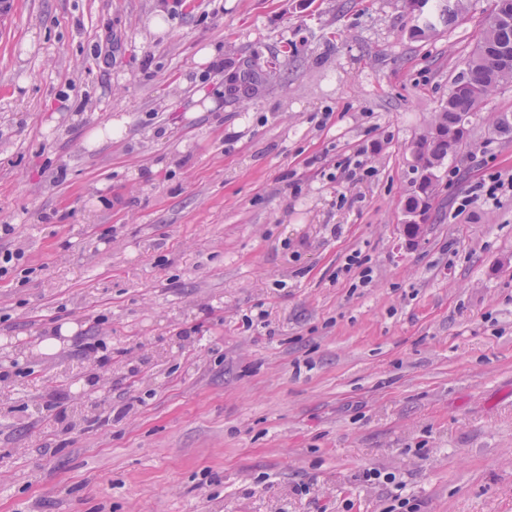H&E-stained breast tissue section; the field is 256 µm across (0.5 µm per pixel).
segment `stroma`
Segmentation results:
<instances>
[{"instance_id":"1","label":"stroma","mask_w":512,"mask_h":512,"mask_svg":"<svg viewBox=\"0 0 512 512\" xmlns=\"http://www.w3.org/2000/svg\"><path fill=\"white\" fill-rule=\"evenodd\" d=\"M489 10L418 39L404 0H0V512H512V199L456 200L512 171V84L403 230ZM484 172L472 184L466 193L458 198V211H464L471 205L481 202L483 204L497 205L506 197L512 196V176H505L494 167L482 162Z\"/></svg>"}]
</instances>
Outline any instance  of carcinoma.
Listing matches in <instances>:
<instances>
[{
    "mask_svg": "<svg viewBox=\"0 0 512 512\" xmlns=\"http://www.w3.org/2000/svg\"><path fill=\"white\" fill-rule=\"evenodd\" d=\"M428 2L406 0L409 13L417 21L413 28L416 38L429 37L439 24H456L467 10V0H435L434 8L426 12ZM507 83H512V0H493L476 49L452 81L448 99L437 112L436 129L424 132L415 142L411 210L421 222L428 218L429 201L439 185L442 165L466 147L475 112Z\"/></svg>",
    "mask_w": 512,
    "mask_h": 512,
    "instance_id": "carcinoma-1",
    "label": "carcinoma"
}]
</instances>
